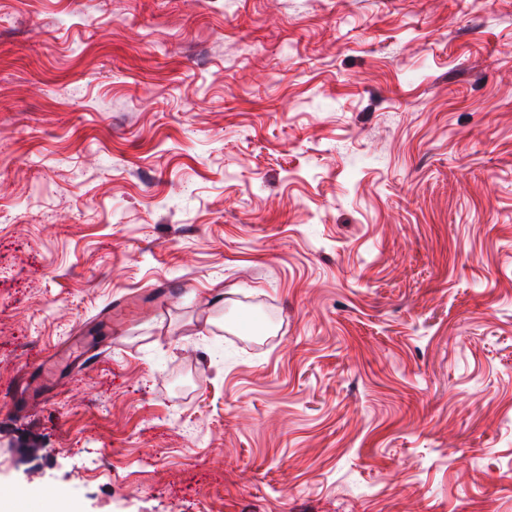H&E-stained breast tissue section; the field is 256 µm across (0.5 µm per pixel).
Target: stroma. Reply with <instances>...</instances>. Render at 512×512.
<instances>
[{
    "mask_svg": "<svg viewBox=\"0 0 512 512\" xmlns=\"http://www.w3.org/2000/svg\"><path fill=\"white\" fill-rule=\"evenodd\" d=\"M44 491L512 512V0H0V499Z\"/></svg>",
    "mask_w": 512,
    "mask_h": 512,
    "instance_id": "obj_1",
    "label": "stroma"
}]
</instances>
